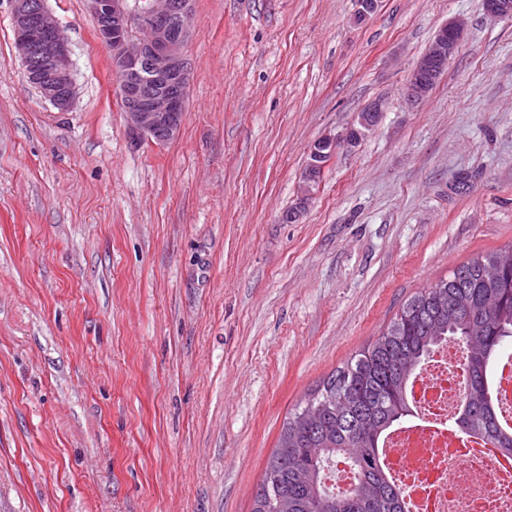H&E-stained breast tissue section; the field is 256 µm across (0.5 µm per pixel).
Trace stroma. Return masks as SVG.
Instances as JSON below:
<instances>
[{"instance_id": "obj_1", "label": "stroma", "mask_w": 512, "mask_h": 512, "mask_svg": "<svg viewBox=\"0 0 512 512\" xmlns=\"http://www.w3.org/2000/svg\"><path fill=\"white\" fill-rule=\"evenodd\" d=\"M46 6L68 112L23 81L0 0V512H251L285 417L410 297L512 247V18L194 0L182 133L158 147L129 138L85 0ZM375 100L285 221L313 143ZM465 28L458 20H450L436 33L426 53L418 60L406 87L411 101L424 99L447 70L463 38Z\"/></svg>"}]
</instances>
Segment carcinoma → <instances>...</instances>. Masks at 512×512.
Here are the masks:
<instances>
[{
	"label": "carcinoma",
	"mask_w": 512,
	"mask_h": 512,
	"mask_svg": "<svg viewBox=\"0 0 512 512\" xmlns=\"http://www.w3.org/2000/svg\"><path fill=\"white\" fill-rule=\"evenodd\" d=\"M512 339V247L473 258L407 300L381 334L283 423L251 512H405L381 459L385 434L411 416L409 386L442 344L465 351L457 422L512 453V424L491 390ZM351 461L353 485L329 493L324 463Z\"/></svg>",
	"instance_id": "obj_1"
}]
</instances>
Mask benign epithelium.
I'll list each match as a JSON object with an SVG mask.
<instances>
[{
  "mask_svg": "<svg viewBox=\"0 0 512 512\" xmlns=\"http://www.w3.org/2000/svg\"><path fill=\"white\" fill-rule=\"evenodd\" d=\"M98 42L111 55L112 72L125 100L128 134L136 144H168L181 131L193 67L183 52L193 17V0H87ZM14 46L23 78L54 108L68 112L75 100L71 48L45 0H12ZM486 11L512 18V0H486ZM465 28L450 20L418 60L406 87L411 101L424 99L447 70ZM374 101L359 113L344 137L317 140L298 202L284 219L299 216L312 198V186L338 145H353L373 130L382 115Z\"/></svg>",
  "mask_w": 512,
  "mask_h": 512,
  "instance_id": "1",
  "label": "benign epithelium"
}]
</instances>
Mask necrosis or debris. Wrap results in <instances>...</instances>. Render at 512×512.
<instances>
[{"mask_svg": "<svg viewBox=\"0 0 512 512\" xmlns=\"http://www.w3.org/2000/svg\"><path fill=\"white\" fill-rule=\"evenodd\" d=\"M453 345L438 348L410 387L412 417L384 441L383 461L406 512H512V455L457 422L463 380Z\"/></svg>", "mask_w": 512, "mask_h": 512, "instance_id": "obj_1", "label": "necrosis or debris"}]
</instances>
